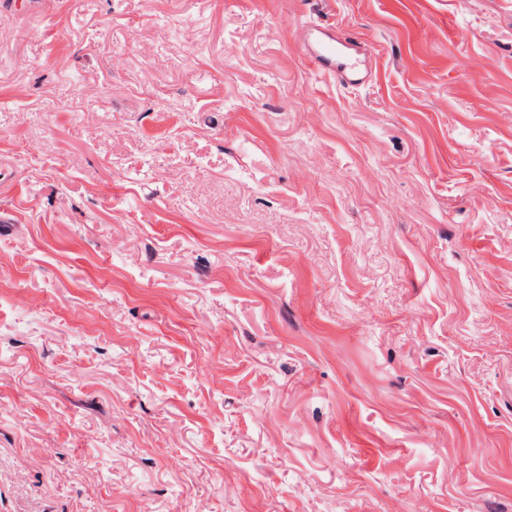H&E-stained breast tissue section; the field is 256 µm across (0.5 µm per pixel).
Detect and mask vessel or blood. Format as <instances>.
<instances>
[{
    "mask_svg": "<svg viewBox=\"0 0 512 512\" xmlns=\"http://www.w3.org/2000/svg\"><path fill=\"white\" fill-rule=\"evenodd\" d=\"M302 37L304 55L324 79L342 87L368 84L365 60L371 48L366 42L328 21L310 22L303 27Z\"/></svg>",
    "mask_w": 512,
    "mask_h": 512,
    "instance_id": "b4317fda",
    "label": "vessel or blood"
}]
</instances>
